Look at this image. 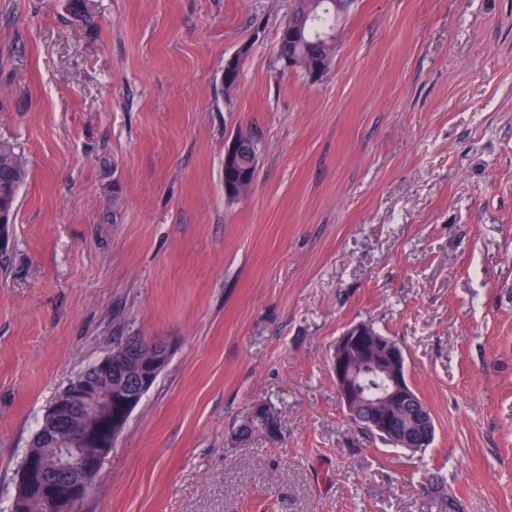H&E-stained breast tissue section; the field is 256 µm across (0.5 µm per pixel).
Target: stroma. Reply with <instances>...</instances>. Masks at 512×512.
<instances>
[{
	"label": "stroma",
	"instance_id": "stroma-1",
	"mask_svg": "<svg viewBox=\"0 0 512 512\" xmlns=\"http://www.w3.org/2000/svg\"><path fill=\"white\" fill-rule=\"evenodd\" d=\"M295 0H0V143L27 161L0 251V512L54 395L169 340L75 512H512V0H356L322 80ZM240 81L223 92L224 65ZM259 149L224 195L237 129ZM373 324L435 438L347 419L332 354ZM282 441L242 446L253 405ZM94 0H64V8L73 21L89 31L96 27ZM135 350L140 351L136 358L140 359L143 366L138 392L144 394L152 387L156 378L166 366L170 357V348L165 343L160 344L159 342L144 340L136 344ZM348 419L352 423L377 436L383 442L391 444L384 435L390 436L398 447L406 448L415 453L425 450L433 442L432 440L431 443H428L433 435L434 424L425 413L419 414L418 421L413 428H408L403 431H395L392 429V418L389 412H375L370 420V424L373 428L369 425L367 414L364 412H358L356 415L348 417ZM419 444L422 445L421 448H417Z\"/></svg>",
	"mask_w": 512,
	"mask_h": 512
}]
</instances>
